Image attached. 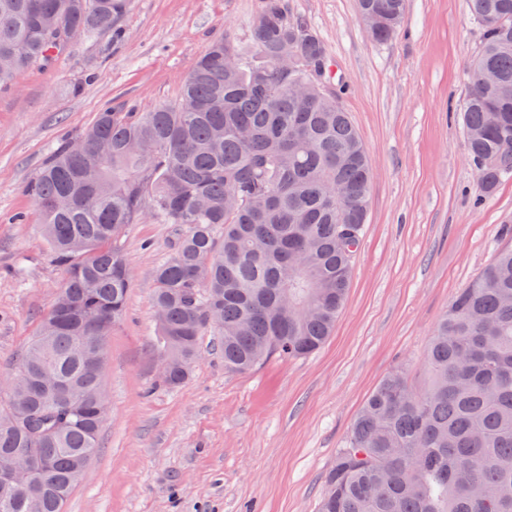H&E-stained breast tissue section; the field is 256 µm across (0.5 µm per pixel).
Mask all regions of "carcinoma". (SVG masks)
Here are the masks:
<instances>
[{"label": "carcinoma", "instance_id": "carcinoma-1", "mask_svg": "<svg viewBox=\"0 0 512 512\" xmlns=\"http://www.w3.org/2000/svg\"><path fill=\"white\" fill-rule=\"evenodd\" d=\"M132 0H0V87L62 57L76 38L120 31ZM482 32L459 112L467 157L493 193L512 176V0H469ZM406 0H358L375 43L395 34ZM250 56L230 39L196 61L177 98L144 112L97 115L54 150L26 186L65 272L22 381L0 405V456L52 462L0 485V512H65L99 448L107 408L85 351L123 317L127 228L175 224L153 272L160 379L180 387L219 336L224 368L316 352L350 287L369 210L371 163L328 90V57L285 0H259ZM485 67L498 84L479 83ZM318 512H512V246L461 288L433 331L425 385L383 378L325 478Z\"/></svg>", "mask_w": 512, "mask_h": 512}]
</instances>
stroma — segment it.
<instances>
[{
    "label": "stroma",
    "mask_w": 512,
    "mask_h": 512,
    "mask_svg": "<svg viewBox=\"0 0 512 512\" xmlns=\"http://www.w3.org/2000/svg\"><path fill=\"white\" fill-rule=\"evenodd\" d=\"M256 9L133 0L120 38L74 39L65 57L0 89V380L16 374L63 280L26 184L103 109L174 100L213 40L246 45ZM288 13L324 43L371 161L367 224L333 334L308 357L232 372L209 330L185 383L159 386L152 273L177 227L129 226L120 245L132 286L108 339L100 449L67 512H316L367 396L395 370L423 384L437 322L506 241L512 178L483 193L456 114L481 39L467 0H407L384 44L370 40L357 0H288Z\"/></svg>",
    "instance_id": "obj_1"
}]
</instances>
